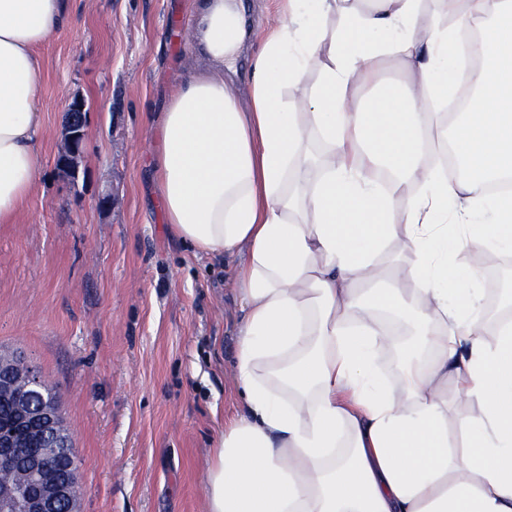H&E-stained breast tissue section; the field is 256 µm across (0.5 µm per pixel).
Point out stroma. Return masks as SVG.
<instances>
[{
    "label": "stroma",
    "instance_id": "obj_1",
    "mask_svg": "<svg viewBox=\"0 0 512 512\" xmlns=\"http://www.w3.org/2000/svg\"><path fill=\"white\" fill-rule=\"evenodd\" d=\"M67 9L72 28L38 51L40 180L0 224V351L24 353L56 391L80 512H205L213 439L234 405L238 313L223 259L166 224L148 157L156 118L199 64L172 32L192 24V0ZM77 94L88 138L71 178L56 160Z\"/></svg>",
    "mask_w": 512,
    "mask_h": 512
}]
</instances>
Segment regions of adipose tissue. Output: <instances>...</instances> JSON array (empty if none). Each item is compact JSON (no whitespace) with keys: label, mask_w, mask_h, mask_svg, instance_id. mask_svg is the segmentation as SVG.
<instances>
[{"label":"adipose tissue","mask_w":512,"mask_h":512,"mask_svg":"<svg viewBox=\"0 0 512 512\" xmlns=\"http://www.w3.org/2000/svg\"><path fill=\"white\" fill-rule=\"evenodd\" d=\"M281 2L245 109L224 79L248 45L245 0H193L204 69L173 93L150 156L166 224L231 262L242 313L239 404L214 441L206 512H512V314L488 325L478 268L448 284L449 256L512 253V190L488 189L512 182V0H444L481 29L465 46L445 28L418 37L421 0H373L336 36L323 20L339 0ZM63 29L64 0H0V224L37 186V51ZM370 38L408 79L363 103ZM467 56L480 61L475 92L450 128L423 103L447 100ZM315 66L312 97L286 101ZM447 144L465 176L429 163ZM382 168L421 193L396 201ZM292 175L309 221L292 217ZM452 213L467 232L449 236ZM391 243L413 262L378 261ZM382 313L416 338L397 390L374 368L390 343Z\"/></svg>","instance_id":"adipose-tissue-1"}]
</instances>
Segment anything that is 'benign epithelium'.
Masks as SVG:
<instances>
[{"label":"benign epithelium","mask_w":512,"mask_h":512,"mask_svg":"<svg viewBox=\"0 0 512 512\" xmlns=\"http://www.w3.org/2000/svg\"><path fill=\"white\" fill-rule=\"evenodd\" d=\"M87 108L84 98L76 96L65 112L63 136L66 144L57 158V168L65 173L75 172L78 159L84 152L87 140ZM20 368L26 371L30 380L29 390L12 394L11 404L16 425L25 429L31 436L33 447L20 448L13 441L14 432L0 430V466H11L25 462L32 473H37L58 458L59 453L74 452L72 435L60 430L63 413L53 396L43 397L39 403L33 402L35 390L40 388L41 377L36 367L23 358L13 356L0 358V392L10 391L12 371ZM78 475L69 471L62 480L40 483L9 494V505L20 508V512H55V505H64V512H79L77 499L72 494V486Z\"/></svg>","instance_id":"benign-epithelium-1"}]
</instances>
